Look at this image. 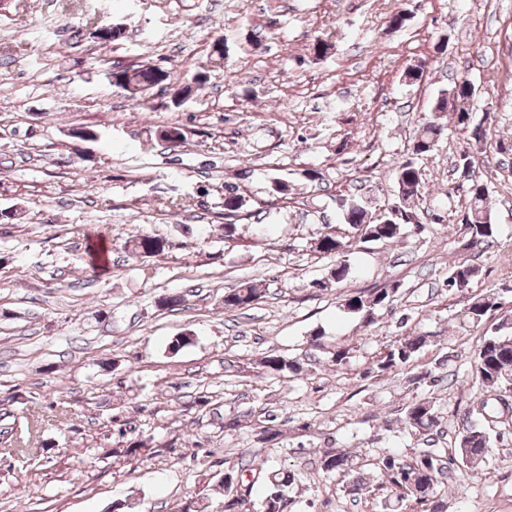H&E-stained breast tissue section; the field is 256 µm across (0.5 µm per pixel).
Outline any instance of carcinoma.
Segmentation results:
<instances>
[{
    "mask_svg": "<svg viewBox=\"0 0 512 512\" xmlns=\"http://www.w3.org/2000/svg\"><path fill=\"white\" fill-rule=\"evenodd\" d=\"M115 85L128 82L142 84H169L173 81L170 72L148 63L133 66L115 65L111 72ZM473 88L464 80L437 98L431 115L423 121L416 133L413 154L422 156L437 145L445 135L446 128L439 123L440 114L450 110L456 127L467 133L469 141L477 150H482L486 141L487 129L476 123L472 117ZM455 168L467 181V207L460 213L459 223L464 226L468 245L473 247L494 236V224L488 205V188L476 175L475 155L462 152L456 160ZM422 178L414 160L401 163L397 171V202L395 212H385V216L372 219V212L364 203L355 199L342 198L340 205L344 224L358 235L367 234L377 242H392L402 238L407 228H419L413 206L421 195ZM242 208V201L234 189L224 194V242L236 240L237 224L234 219ZM134 252L151 256L164 250L168 241L151 235L138 234L132 239ZM316 250L324 256H334L342 250V242L334 233H320ZM478 275L476 266L461 262L450 268L447 285L459 292L468 290ZM398 289L389 288L370 294L358 293L343 299L344 309L358 314L363 321H373L374 309L394 300ZM261 294L250 282L224 293V309L240 310L257 303ZM502 302L495 293L473 295L468 298L463 312V322L480 326L492 311L500 309ZM430 343L429 337L416 332L400 337L380 349L373 361L380 372H387L410 364L417 354ZM474 365L484 392V397L473 403L464 413L466 427L457 435L454 453L446 455V450L425 449L410 461L393 455L379 458L378 465L382 476L379 489L385 492L382 498V512H407L409 503L422 507L420 512H447L448 490L441 477L448 466L461 462L473 465L480 462L487 448L493 444L492 425L497 419L512 412V316H504L493 334L481 338L474 352ZM260 369L266 373L298 374L302 371L299 362L276 352L265 356ZM403 421L412 431L420 435H430L440 426V416L436 399L422 398L409 403L404 410ZM148 441L141 440L125 448L112 450L114 457L129 459L137 457L150 459ZM354 459L344 453L326 451L321 456V469L330 474L354 472ZM224 481V504L221 512H247L251 501L255 475L247 465L226 470ZM295 475L288 471H273L266 475V494L261 502V512H288L291 501V488Z\"/></svg>",
    "mask_w": 512,
    "mask_h": 512,
    "instance_id": "carcinoma-1",
    "label": "carcinoma"
}]
</instances>
